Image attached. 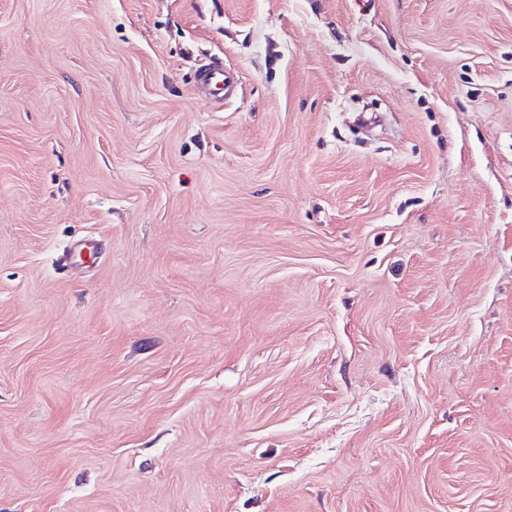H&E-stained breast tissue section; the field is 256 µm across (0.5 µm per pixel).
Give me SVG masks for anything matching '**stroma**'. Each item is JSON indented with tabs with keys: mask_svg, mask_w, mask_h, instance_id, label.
Segmentation results:
<instances>
[{
	"mask_svg": "<svg viewBox=\"0 0 512 512\" xmlns=\"http://www.w3.org/2000/svg\"><path fill=\"white\" fill-rule=\"evenodd\" d=\"M0 512H512V0H0ZM197 81L205 87L206 93L226 98L234 82V75L225 71L221 62H214L198 73Z\"/></svg>",
	"mask_w": 512,
	"mask_h": 512,
	"instance_id": "obj_1",
	"label": "stroma"
}]
</instances>
